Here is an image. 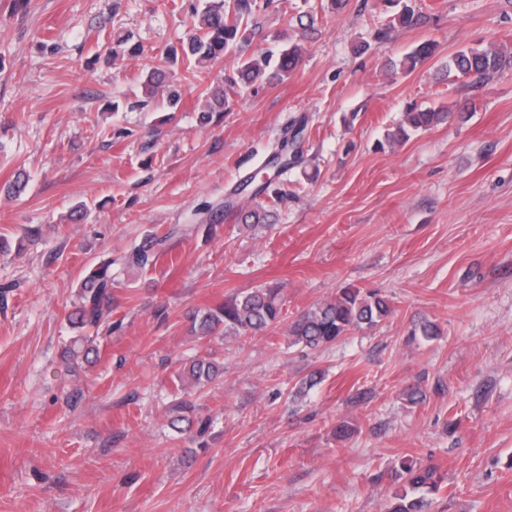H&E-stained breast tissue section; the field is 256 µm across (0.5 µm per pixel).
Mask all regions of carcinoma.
Returning a JSON list of instances; mask_svg holds the SVG:
<instances>
[{"mask_svg":"<svg viewBox=\"0 0 512 512\" xmlns=\"http://www.w3.org/2000/svg\"><path fill=\"white\" fill-rule=\"evenodd\" d=\"M392 9V15L386 27L379 35L386 37L397 27H408L416 20L412 0H384ZM261 9L258 0H221L200 13L191 21V31L187 42L180 49L172 48L160 55L143 83L147 98L153 99L162 90H167L166 103L174 108L181 100L179 86L169 83V67L181 62L185 76L193 79L199 73L201 65L224 58V54L234 51L239 44L249 40L256 29L255 12ZM130 37L102 45L106 56L137 57L142 46L129 43ZM436 43L425 40L406 53L400 61V68L412 72L434 55ZM299 59V48L291 45L278 53L276 57L265 56L239 58L234 76L228 79V86L219 87L211 92L212 101L206 103L199 115V122L209 121L210 113L215 109H227L230 106V94L235 88L249 86L263 79L272 81L281 79L291 71ZM512 68V52L505 47H467L448 56V77L466 82L472 78L488 80L490 77ZM450 118V113L442 109H427L405 113V121L396 131L387 135L391 144H399L408 139L413 132L427 131ZM243 188L253 187L251 192V210L244 211L229 196L224 203V211L239 213L240 221L246 225L261 224L269 216L267 208L277 204L283 196L273 182L253 184L252 179L241 183ZM162 240L153 239L149 243L133 248L124 257V267L143 271L159 260ZM116 277L112 274V259L99 262L84 278L79 286L74 309L68 314L67 321L81 334L70 340L65 354L75 357L79 354L87 357L95 351L96 337L86 331L98 329L105 315L112 311V288ZM284 300L277 288H253L236 293L216 307L199 310L190 316L191 330L197 339L210 336L255 335L284 321ZM394 314L393 302L375 291L362 292L355 287L339 290L336 296L300 313L288 324V336L292 344L317 350L333 344L352 330L372 329ZM220 372L219 365L210 358H194L190 361L186 374L195 384L209 382ZM406 474V483L396 491V506L389 512H426L430 506V496L442 489L444 477L434 465L416 468L410 462H402Z\"/></svg>","mask_w":512,"mask_h":512,"instance_id":"carcinoma-1","label":"carcinoma"}]
</instances>
